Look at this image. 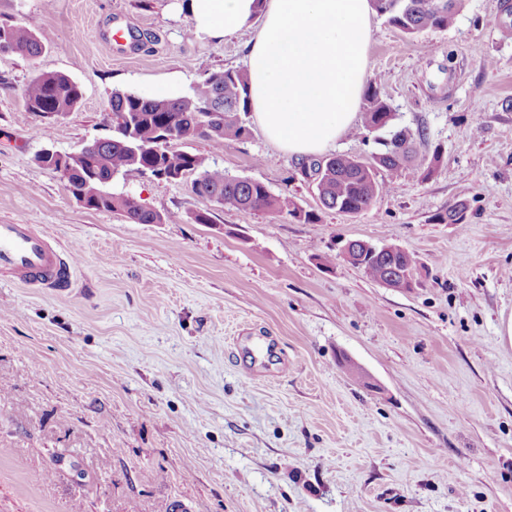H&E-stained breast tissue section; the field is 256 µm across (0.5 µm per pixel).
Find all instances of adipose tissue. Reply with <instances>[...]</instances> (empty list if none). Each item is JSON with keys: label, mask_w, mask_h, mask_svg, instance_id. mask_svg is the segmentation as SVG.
<instances>
[{"label": "adipose tissue", "mask_w": 512, "mask_h": 512, "mask_svg": "<svg viewBox=\"0 0 512 512\" xmlns=\"http://www.w3.org/2000/svg\"><path fill=\"white\" fill-rule=\"evenodd\" d=\"M195 34L247 44L249 102L291 156L333 148L353 125L368 74L369 0H181Z\"/></svg>", "instance_id": "obj_1"}]
</instances>
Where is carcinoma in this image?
Listing matches in <instances>:
<instances>
[{
    "mask_svg": "<svg viewBox=\"0 0 512 512\" xmlns=\"http://www.w3.org/2000/svg\"><path fill=\"white\" fill-rule=\"evenodd\" d=\"M372 10L408 36L426 29L451 27L464 0H369ZM51 37L35 33L21 22L0 23V54L37 58ZM376 77L364 93L363 130L374 136L380 149L368 161L345 155L311 159L301 164L300 173L313 180L321 205L329 210L356 214L367 210L387 190L389 180L417 165L414 135L407 130L384 131L393 120L390 105L378 93ZM27 110L42 117L63 115L80 104L81 86L62 73H38L23 88ZM108 111L123 112L129 125L116 128L112 137L95 139L82 146L71 159L65 184L71 195L87 209L118 212L133 224H164L176 215H162L134 197L107 190L112 181L129 170L159 176L164 173L192 177L191 191L219 205L237 210L266 211L303 224H313L319 215L292 199L274 195L267 186L250 178L232 177L218 167H207L202 158L179 150L175 144L195 139L221 142L242 140L249 129L248 74L223 70L210 74L178 99L152 98L136 92L116 91ZM175 141L165 142L167 135ZM466 206L456 202L435 220L440 224L464 223ZM361 269L372 281L417 270L413 257L386 253L365 258Z\"/></svg>",
    "mask_w": 512,
    "mask_h": 512,
    "instance_id": "cac0c4a2",
    "label": "carcinoma"
}]
</instances>
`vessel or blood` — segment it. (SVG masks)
I'll list each match as a JSON object with an SVG mask.
<instances>
[{
    "mask_svg": "<svg viewBox=\"0 0 512 512\" xmlns=\"http://www.w3.org/2000/svg\"><path fill=\"white\" fill-rule=\"evenodd\" d=\"M79 260L77 247L53 245L31 224H0V277L27 286L66 290Z\"/></svg>",
    "mask_w": 512,
    "mask_h": 512,
    "instance_id": "vessel-or-blood-1",
    "label": "vessel or blood"
}]
</instances>
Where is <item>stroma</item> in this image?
I'll return each mask as SVG.
<instances>
[{"label": "stroma", "mask_w": 512, "mask_h": 512, "mask_svg": "<svg viewBox=\"0 0 512 512\" xmlns=\"http://www.w3.org/2000/svg\"><path fill=\"white\" fill-rule=\"evenodd\" d=\"M177 3L0 0V20L52 38L0 55V224L82 251L67 290L0 282V512H512V0H465L413 38L371 17L369 73L428 178L327 210L254 124L182 148L316 223L132 170L112 192L175 216L132 224L36 156L111 136L113 92L176 99L245 68L251 31L198 39ZM39 72L78 82L80 106L28 112ZM460 200L464 223L435 222ZM350 239L412 254L420 287L370 281L339 256Z\"/></svg>", "instance_id": "obj_1"}]
</instances>
